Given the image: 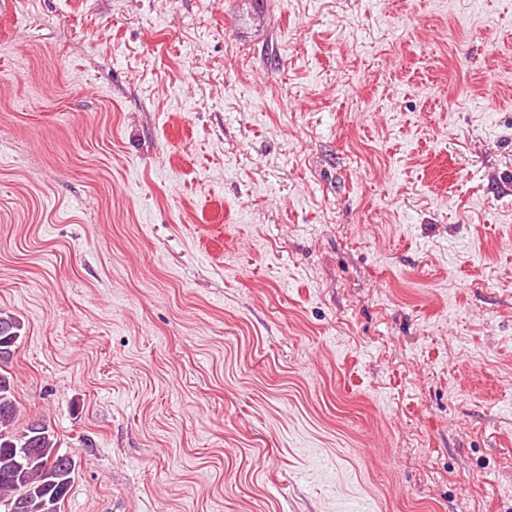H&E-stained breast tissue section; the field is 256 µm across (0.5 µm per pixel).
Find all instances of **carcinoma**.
Listing matches in <instances>:
<instances>
[{
  "label": "carcinoma",
  "instance_id": "cac0c4a2",
  "mask_svg": "<svg viewBox=\"0 0 512 512\" xmlns=\"http://www.w3.org/2000/svg\"><path fill=\"white\" fill-rule=\"evenodd\" d=\"M22 329L19 318L0 313V506L4 512H60L75 479L74 458L61 452L60 440L46 422L13 429L18 409L6 366Z\"/></svg>",
  "mask_w": 512,
  "mask_h": 512
}]
</instances>
